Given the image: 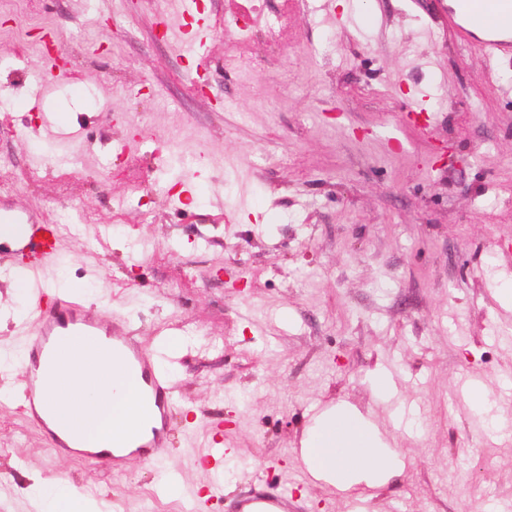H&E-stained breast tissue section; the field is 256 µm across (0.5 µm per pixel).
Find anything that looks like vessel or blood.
<instances>
[{
	"instance_id": "1",
	"label": "vessel or blood",
	"mask_w": 512,
	"mask_h": 512,
	"mask_svg": "<svg viewBox=\"0 0 512 512\" xmlns=\"http://www.w3.org/2000/svg\"><path fill=\"white\" fill-rule=\"evenodd\" d=\"M448 26L459 42L487 56L512 55V0H453L448 10ZM1 241L7 242L9 255L20 257L21 269L25 272L42 267L59 251L56 226L38 223L33 215L20 209L10 212L0 209ZM31 288L36 299L35 328L27 342L29 365L21 387L27 412L41 423L52 415L40 360L48 355L63 357V349L54 343L56 336L72 333L82 337L92 349L107 345L123 368L138 371L144 398L152 413L149 433L134 440L132 446L137 453L163 461L172 409L165 354L143 349L132 336L107 323L100 312L85 307L63 291L48 290L45 282L32 281ZM83 423V418L79 417L62 431H49L53 452L66 455L78 451L88 460L120 469L127 460L122 447L78 450L77 436ZM293 498L292 489L284 487L273 491L267 482L260 480L248 493L235 499L233 512H288V503Z\"/></svg>"
}]
</instances>
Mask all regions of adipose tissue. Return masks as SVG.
<instances>
[{
  "label": "adipose tissue",
  "mask_w": 512,
  "mask_h": 512,
  "mask_svg": "<svg viewBox=\"0 0 512 512\" xmlns=\"http://www.w3.org/2000/svg\"><path fill=\"white\" fill-rule=\"evenodd\" d=\"M112 365L108 354L96 363L74 356L66 368L71 389L65 393L56 388L58 367L49 362L43 369L46 387L56 403L57 424H67L81 409H88L82 440L91 448H109L120 438L140 433L148 419L144 397L133 375L99 381V374L111 370ZM301 445L309 470L339 488L362 481L380 485L394 463L392 457L382 453L383 442L376 427L350 407L320 415ZM26 492L37 512H103L102 503L85 498L62 478H32Z\"/></svg>",
  "instance_id": "1"
}]
</instances>
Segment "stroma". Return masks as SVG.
Masks as SVG:
<instances>
[{
  "instance_id": "35a3bbf8",
  "label": "stroma",
  "mask_w": 512,
  "mask_h": 512,
  "mask_svg": "<svg viewBox=\"0 0 512 512\" xmlns=\"http://www.w3.org/2000/svg\"><path fill=\"white\" fill-rule=\"evenodd\" d=\"M255 5L290 23L280 50L254 31L248 79L224 70L226 21ZM179 8L0 0V204L60 227L35 279L76 284L145 349L182 340L163 463L57 457L22 407L0 405V512H32L33 475L124 512H184L213 485L209 512H228L259 476L299 488L303 512H350L297 453L332 404L361 411L396 457L384 485L356 487L368 512L512 503V434L488 431L469 398L483 387L512 424V57L460 44L448 0H207L190 60L158 35L159 17L182 25ZM48 31L65 54L50 84ZM172 140L203 161L172 170ZM10 261L0 349L34 327ZM219 418L220 480L203 462ZM171 472L177 497L159 491Z\"/></svg>"
}]
</instances>
